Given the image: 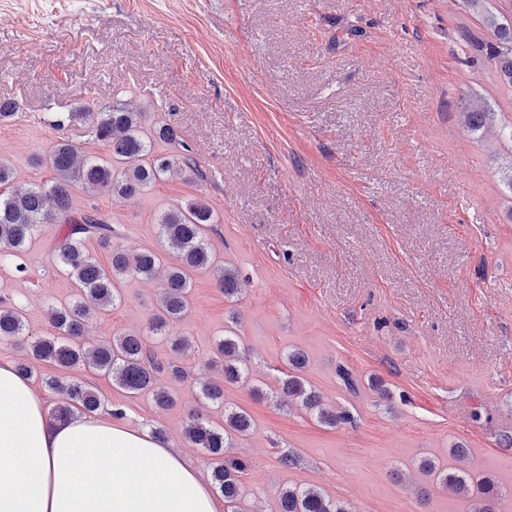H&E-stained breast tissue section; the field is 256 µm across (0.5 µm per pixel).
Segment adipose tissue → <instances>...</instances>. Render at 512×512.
Instances as JSON below:
<instances>
[{
  "label": "adipose tissue",
  "mask_w": 512,
  "mask_h": 512,
  "mask_svg": "<svg viewBox=\"0 0 512 512\" xmlns=\"http://www.w3.org/2000/svg\"><path fill=\"white\" fill-rule=\"evenodd\" d=\"M0 512H218L174 449L99 415L51 417L0 360Z\"/></svg>",
  "instance_id": "ef3b65f1"
}]
</instances>
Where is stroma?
Wrapping results in <instances>:
<instances>
[{
	"instance_id": "1",
	"label": "stroma",
	"mask_w": 512,
	"mask_h": 512,
	"mask_svg": "<svg viewBox=\"0 0 512 512\" xmlns=\"http://www.w3.org/2000/svg\"><path fill=\"white\" fill-rule=\"evenodd\" d=\"M462 26L489 37L457 0H0V97L24 105L0 122V161L16 183L48 180L34 159L63 136L104 155L84 129L51 125L85 102L133 103L147 131L171 123L209 175L128 200L77 193L118 244L159 254L158 217L205 200L217 217L210 249L245 281L230 302L211 271L193 274L189 312L169 326L189 337L184 355L148 332L158 283L126 278L117 307L93 313L85 341L140 335L185 371L158 380L172 407L79 375L102 414L119 408V423L161 428L206 479L207 452L183 435L189 409L216 426L225 407L248 412L253 427L232 450L248 463L245 512H279L288 486L317 487L353 512H469L420 469L457 467V445L468 471L512 488V447L498 443L512 432V190L494 136L470 135L458 118L462 98L480 95L510 124L512 95L461 46ZM53 236L0 252V297L34 337L52 335L48 309L75 295ZM228 329L249 380L207 404L197 381L223 382L209 361ZM295 348L323 403L353 422L329 427L298 402L253 396L286 376ZM340 364L358 395L341 386Z\"/></svg>"
}]
</instances>
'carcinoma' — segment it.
Returning <instances> with one entry per match:
<instances>
[{
	"instance_id": "cac0c4a2",
	"label": "carcinoma",
	"mask_w": 512,
	"mask_h": 512,
	"mask_svg": "<svg viewBox=\"0 0 512 512\" xmlns=\"http://www.w3.org/2000/svg\"><path fill=\"white\" fill-rule=\"evenodd\" d=\"M464 11L478 18L491 33V39L475 38L468 28L461 29L465 43L485 57L495 81L512 92V10L501 6V0H459ZM461 125L470 133L485 136L492 130L495 112L481 97H471L462 104ZM142 113L115 103L97 110L81 107L65 118L50 121L57 129L67 123H79L106 150V156H87L79 146L64 138L58 140L37 164L48 169L52 177L46 183L18 188L13 168L0 162V248L21 249L47 224L58 225L53 253L64 266L78 290V299L50 309V324L56 336H42L28 343L29 356L60 368L74 370L85 367L102 372L131 395L149 394L159 408L173 404L170 394L155 386V377L165 370L177 377L182 371L158 360L139 336L123 335L96 345L81 342L89 309L80 301L87 296L101 311L114 308L121 301L117 283L126 277L141 280L156 278L161 265L157 253L150 249L131 250L118 246L112 225L88 211L74 206L75 190L88 195L107 194L114 199H129L163 180L175 171H188L202 180L205 177L191 150L180 140L175 127L161 123L148 134L141 127ZM215 223L210 206L202 200L178 205L158 220L159 236L175 258L161 283V293L149 320V330L163 334L167 324L186 316L189 306L191 274L201 270L216 273V281L224 298L231 301L243 291L238 270L216 265L206 241L209 225ZM95 241L108 252L109 264L102 266L88 251L86 243ZM23 316L0 298V338L24 335ZM288 365L294 374L282 382L281 392L300 401L320 422L336 427L350 421L344 411H327L321 407L319 394L301 376L307 364L304 351L288 352ZM212 361L223 366L224 383L248 380V366L239 350L236 334L224 331L216 344ZM45 384L53 391L67 395L68 403L52 409V416L68 419L78 411L91 414L101 408V400L77 374L49 377ZM204 398L213 403L224 401L223 383H200ZM251 416L242 409L224 408V427L217 428L198 413L189 415L184 427L185 439L212 456L211 480L224 496L225 512H242L240 508L241 477L247 468L245 460L227 455L235 447L234 438L249 432ZM421 470L435 479V484L453 495L471 502L472 512H502L501 495L492 480L465 470H437L430 460ZM279 512H354L352 507L334 500L313 487L288 486L279 493Z\"/></svg>"
}]
</instances>
